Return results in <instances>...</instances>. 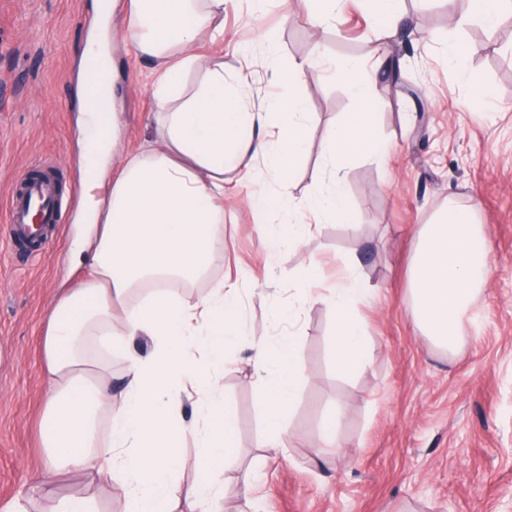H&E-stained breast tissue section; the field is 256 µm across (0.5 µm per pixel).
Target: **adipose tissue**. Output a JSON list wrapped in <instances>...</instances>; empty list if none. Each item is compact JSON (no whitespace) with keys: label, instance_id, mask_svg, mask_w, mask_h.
I'll use <instances>...</instances> for the list:
<instances>
[{"label":"adipose tissue","instance_id":"ef3b65f1","mask_svg":"<svg viewBox=\"0 0 512 512\" xmlns=\"http://www.w3.org/2000/svg\"><path fill=\"white\" fill-rule=\"evenodd\" d=\"M121 37L151 64L163 133L125 153L111 174L115 138L100 133L94 106L82 109L90 171L84 193L90 230L82 249L87 275L80 287L60 294L46 316L43 464L32 481L46 492L57 479L80 474L113 483L121 512H170L175 466L190 436L201 472L193 512H213L224 493L221 463L233 446L218 373L225 348L250 350L262 382L257 400L266 433L282 441L305 376L301 346L291 335L274 345L248 336L234 285L213 284L193 306L171 286L204 278L214 253L224 247L226 171L252 170L260 159L276 176L290 173L311 120L295 92L308 63L274 64V79L288 91L260 105L244 99L246 78L227 87L220 64L184 95L181 79L195 63L193 45L224 41V0H126ZM342 76L358 107L322 145L329 185L308 202L310 222L349 223L344 173L354 159L379 148L371 127L374 103L366 91L368 67L347 63ZM492 271L491 247L472 210L448 208L418 231L408 283L412 316L436 347H458ZM298 283L312 302L327 304L334 314L337 373L366 369L370 338L359 315L366 291L354 268L325 294L317 263L309 259ZM141 336L151 344L145 357L129 348ZM94 339L126 361L120 396L112 394L107 366L87 355ZM185 379L198 394L197 415L188 425L176 418L178 385Z\"/></svg>","mask_w":512,"mask_h":512}]
</instances>
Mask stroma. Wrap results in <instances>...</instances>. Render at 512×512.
Wrapping results in <instances>:
<instances>
[{
    "instance_id": "1",
    "label": "stroma",
    "mask_w": 512,
    "mask_h": 512,
    "mask_svg": "<svg viewBox=\"0 0 512 512\" xmlns=\"http://www.w3.org/2000/svg\"><path fill=\"white\" fill-rule=\"evenodd\" d=\"M95 0H0V234L23 175L50 163L69 206L44 248L11 250L0 241V512L42 462L40 419L47 399L42 342L45 316L60 291L86 275L75 258L82 201L80 59ZM425 0H403L408 21L395 37L373 29L364 0H342L317 28L301 0H270L251 14L248 0H226L224 46L195 45L183 77L223 63L224 77L249 78L254 100L279 96L270 54L260 40L278 32L281 61L312 62L298 85L314 121L286 180L264 164L251 176L224 175V248L205 279L177 286L187 305L219 281L239 288L249 336L268 343L295 333L306 379L290 414L291 443L265 448L257 377L245 351L228 358L221 381L235 449L218 512H512V15L492 25L456 27V9L428 14ZM476 48L465 68L444 57L449 39ZM114 55L121 83L118 152L156 133L150 64L129 45ZM383 59L371 94L376 136L385 155L347 168L351 224L312 227L298 250L278 246L288 226L269 222L266 204L287 188L301 204L324 189L321 142L356 102L338 75L349 61ZM490 93L475 111L474 90ZM474 206L494 262L475 306L483 321L465 330L452 352L415 327L407 291L414 235L448 204ZM320 262L323 290L335 288L356 262L367 298L360 308L372 342L368 370L340 377L333 361L334 317L306 305L294 276L306 257ZM295 309L294 322L278 319ZM342 453L321 451L317 436L335 410ZM250 498L237 492L246 469Z\"/></svg>"
}]
</instances>
